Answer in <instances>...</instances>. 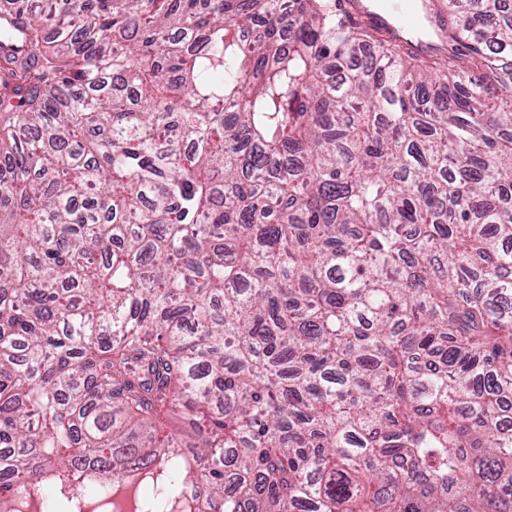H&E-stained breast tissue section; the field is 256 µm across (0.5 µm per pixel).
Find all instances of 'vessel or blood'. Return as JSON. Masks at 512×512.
<instances>
[{"mask_svg": "<svg viewBox=\"0 0 512 512\" xmlns=\"http://www.w3.org/2000/svg\"><path fill=\"white\" fill-rule=\"evenodd\" d=\"M340 10L346 20L393 35L414 54L448 49L447 0H340Z\"/></svg>", "mask_w": 512, "mask_h": 512, "instance_id": "b4317fda", "label": "vessel or blood"}]
</instances>
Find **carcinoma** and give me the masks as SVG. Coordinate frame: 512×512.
<instances>
[{"label":"carcinoma","instance_id":"cac0c4a2","mask_svg":"<svg viewBox=\"0 0 512 512\" xmlns=\"http://www.w3.org/2000/svg\"><path fill=\"white\" fill-rule=\"evenodd\" d=\"M448 15L0 10V512H512V16ZM346 22L370 24L420 56L448 51L447 0H341Z\"/></svg>","mask_w":512,"mask_h":512}]
</instances>
